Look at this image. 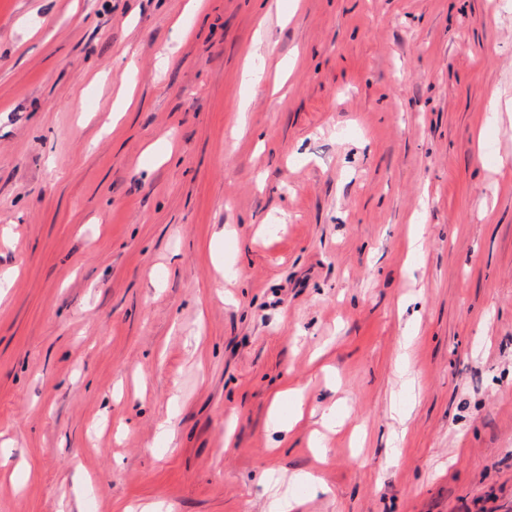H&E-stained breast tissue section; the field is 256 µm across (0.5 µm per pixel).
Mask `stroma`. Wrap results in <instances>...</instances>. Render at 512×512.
I'll list each match as a JSON object with an SVG mask.
<instances>
[{
  "mask_svg": "<svg viewBox=\"0 0 512 512\" xmlns=\"http://www.w3.org/2000/svg\"><path fill=\"white\" fill-rule=\"evenodd\" d=\"M189 2L0 0V512H512V0ZM304 406L305 394L301 388L276 393L270 408L269 424L277 431H290L303 419Z\"/></svg>",
  "mask_w": 512,
  "mask_h": 512,
  "instance_id": "1",
  "label": "stroma"
}]
</instances>
